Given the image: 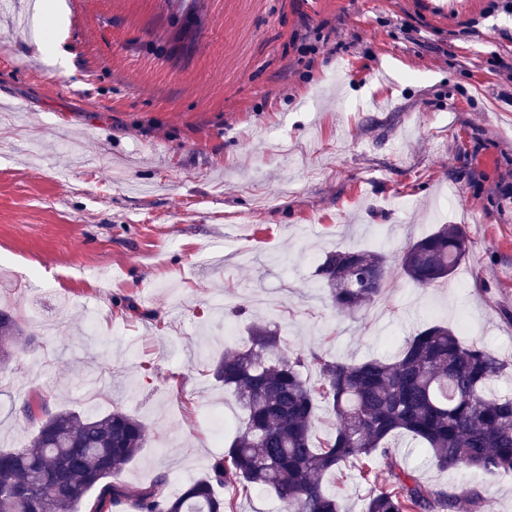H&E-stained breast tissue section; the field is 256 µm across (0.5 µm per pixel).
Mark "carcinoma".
Returning a JSON list of instances; mask_svg holds the SVG:
<instances>
[{"label":"carcinoma","instance_id":"carcinoma-1","mask_svg":"<svg viewBox=\"0 0 512 512\" xmlns=\"http://www.w3.org/2000/svg\"><path fill=\"white\" fill-rule=\"evenodd\" d=\"M469 252L463 224H441L397 257L403 275L429 286L452 275ZM386 254L371 248L330 251L315 276L336 310L350 315L386 288ZM37 344L15 315L0 309V355ZM490 350L460 340L442 324L409 337L399 356L345 363L317 353L281 350L277 329L255 325L249 345L228 349L214 364L215 381L244 414L240 434L210 472L176 496L161 494L163 479L131 487L109 479L146 443L144 424L116 407L109 411L52 412L25 401L21 412L37 424L29 446L0 450V512H73L96 493L92 512L132 499L141 512H236L234 497L216 488L270 490L288 512H341L324 476L346 462L370 486L363 512H457L461 498L480 507L477 489H433L403 466L388 440L406 435L426 449L437 468L474 467L494 477L512 472V396L490 386L511 367ZM314 368L318 382L304 371ZM336 416L335 434L312 442L318 413ZM388 479L376 485L375 462Z\"/></svg>","mask_w":512,"mask_h":512}]
</instances>
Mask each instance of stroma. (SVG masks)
Returning a JSON list of instances; mask_svg holds the SVG:
<instances>
[{
  "label": "stroma",
  "instance_id": "obj_1",
  "mask_svg": "<svg viewBox=\"0 0 512 512\" xmlns=\"http://www.w3.org/2000/svg\"><path fill=\"white\" fill-rule=\"evenodd\" d=\"M42 3L0 11V307L39 340L0 362L1 449L37 432L25 400L118 407L147 429L120 482L177 494L240 429L210 368L254 324L358 363L444 323L512 361V0ZM442 224L470 240L450 279L392 271L353 316L319 287L325 252L393 260ZM392 443L512 512V473ZM324 484L362 512L352 465Z\"/></svg>",
  "mask_w": 512,
  "mask_h": 512
}]
</instances>
